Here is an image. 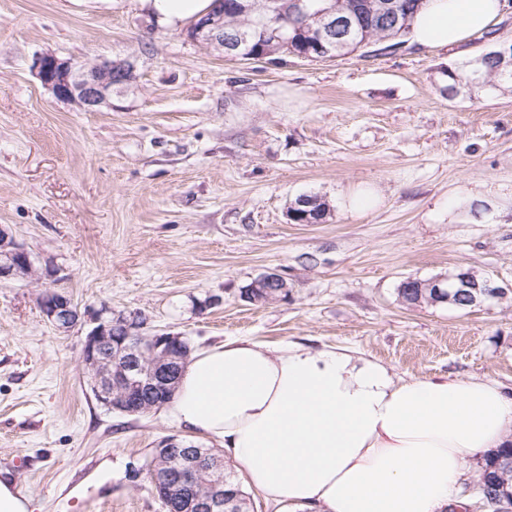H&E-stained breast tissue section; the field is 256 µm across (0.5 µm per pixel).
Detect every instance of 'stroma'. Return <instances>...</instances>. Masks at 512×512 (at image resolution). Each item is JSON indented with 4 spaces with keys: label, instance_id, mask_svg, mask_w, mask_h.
I'll use <instances>...</instances> for the list:
<instances>
[{
    "label": "stroma",
    "instance_id": "obj_1",
    "mask_svg": "<svg viewBox=\"0 0 512 512\" xmlns=\"http://www.w3.org/2000/svg\"><path fill=\"white\" fill-rule=\"evenodd\" d=\"M187 31L140 0H0V225L36 267L0 282V471L34 512H164L137 468L166 437L213 445L167 408L100 405L84 330L59 332L38 307L50 285L82 308L143 312L196 350L341 347L512 390V293L466 311L398 294L405 277L462 267L512 286V92H445L447 68L512 42V0L492 33L448 49L405 36L274 65ZM45 54L126 61L133 79L84 111L37 78ZM357 189L372 209L344 208ZM304 194L329 204L325 223L288 221ZM267 272L287 300H243Z\"/></svg>",
    "mask_w": 512,
    "mask_h": 512
}]
</instances>
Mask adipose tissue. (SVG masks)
Here are the masks:
<instances>
[{
	"mask_svg": "<svg viewBox=\"0 0 512 512\" xmlns=\"http://www.w3.org/2000/svg\"><path fill=\"white\" fill-rule=\"evenodd\" d=\"M181 25L211 0H141ZM501 0H425L412 42L448 48L488 31ZM170 411L212 438L247 482L300 512H452L473 462L512 445V391L491 378L403 377L340 348L235 338L194 352Z\"/></svg>",
	"mask_w": 512,
	"mask_h": 512,
	"instance_id": "1",
	"label": "adipose tissue"
}]
</instances>
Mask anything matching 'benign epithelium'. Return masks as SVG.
I'll return each instance as SVG.
<instances>
[{"label":"benign epithelium","instance_id":"obj_1","mask_svg":"<svg viewBox=\"0 0 512 512\" xmlns=\"http://www.w3.org/2000/svg\"><path fill=\"white\" fill-rule=\"evenodd\" d=\"M272 0H243L239 12L252 18V24L265 29L266 40L283 43L280 30L268 26V15ZM318 35L309 52L300 55L303 60H322L331 56L329 46L339 38L352 35V20L348 16L338 17L334 10L316 12ZM189 37L205 46L224 51V55L244 60H255L257 55L244 50L248 33L224 31V15L213 12L194 22ZM36 75L41 83L59 99L66 100L84 110H93L112 105V88L133 79V67L122 61L103 60L75 64L54 55H43L35 61ZM31 254L13 238L8 227L0 226V278H25L34 274ZM431 289L433 303L448 301V289H456L458 299L476 301V296L486 298L505 297L512 290L485 280L478 285L472 282L467 272L461 270L451 277L435 278L423 282ZM254 291L267 299H288V282L277 273H267L255 279ZM39 308L57 329L69 331L77 326H89L82 347V361L91 372V389L96 400L109 409L135 414L139 411L138 395L146 388L164 390L165 398L174 394L172 382L164 379L169 373L182 369L186 361L172 352L182 342L178 333L158 332L149 325V318L141 312L115 313L112 308L80 311L64 292L48 290L39 297ZM110 347L122 359V365L112 376L106 375L98 351ZM179 440L167 437L157 445L167 457V469L154 473V483L173 482L181 490L182 498L194 512H221L227 505L224 491L207 497L195 494L199 481L198 467L181 460L176 448Z\"/></svg>","mask_w":512,"mask_h":512}]
</instances>
